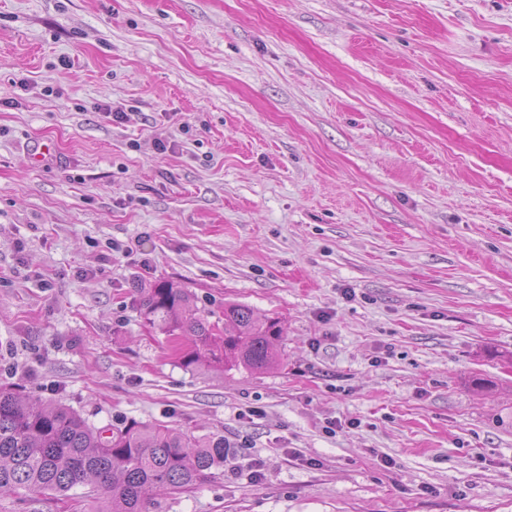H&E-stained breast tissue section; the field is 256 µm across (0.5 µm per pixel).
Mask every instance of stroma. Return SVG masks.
<instances>
[{"label": "stroma", "instance_id": "1", "mask_svg": "<svg viewBox=\"0 0 512 512\" xmlns=\"http://www.w3.org/2000/svg\"><path fill=\"white\" fill-rule=\"evenodd\" d=\"M1 384L223 438L168 512H512V0H0ZM136 307L145 323L166 336L181 339V365L231 370L243 366L260 371L276 362L272 341L282 331L273 319H259L252 308L240 303H224V336L219 322L210 318L212 309L199 307L195 296L170 280H155L148 287L135 288Z\"/></svg>", "mask_w": 512, "mask_h": 512}]
</instances>
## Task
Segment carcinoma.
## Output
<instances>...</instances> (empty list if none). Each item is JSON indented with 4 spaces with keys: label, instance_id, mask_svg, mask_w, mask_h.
I'll list each match as a JSON object with an SVG mask.
<instances>
[{
    "label": "carcinoma",
    "instance_id": "carcinoma-1",
    "mask_svg": "<svg viewBox=\"0 0 512 512\" xmlns=\"http://www.w3.org/2000/svg\"><path fill=\"white\" fill-rule=\"evenodd\" d=\"M145 323L183 341L181 365L260 371L276 362L278 322L240 303L224 304V330L188 289L156 280L136 289ZM224 438L189 437L163 423L96 428L58 402L34 405L0 385V493L14 512L40 497L72 512H165L164 498L193 488L224 466ZM88 488L74 498L70 491Z\"/></svg>",
    "mask_w": 512,
    "mask_h": 512
}]
</instances>
